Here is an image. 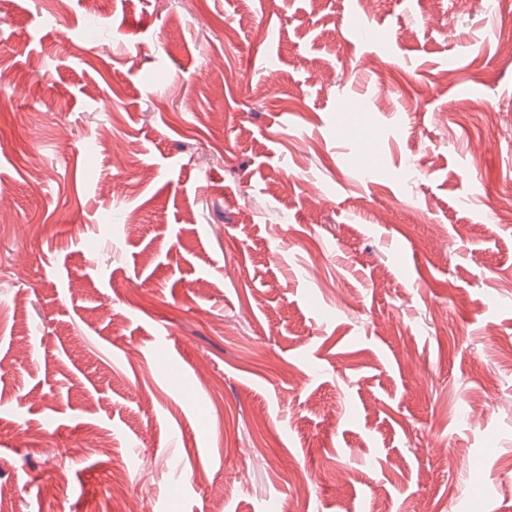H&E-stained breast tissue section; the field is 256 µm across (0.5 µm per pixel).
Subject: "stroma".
<instances>
[{"mask_svg":"<svg viewBox=\"0 0 512 512\" xmlns=\"http://www.w3.org/2000/svg\"><path fill=\"white\" fill-rule=\"evenodd\" d=\"M0 72V512H512V0H0Z\"/></svg>","mask_w":512,"mask_h":512,"instance_id":"stroma-1","label":"stroma"}]
</instances>
